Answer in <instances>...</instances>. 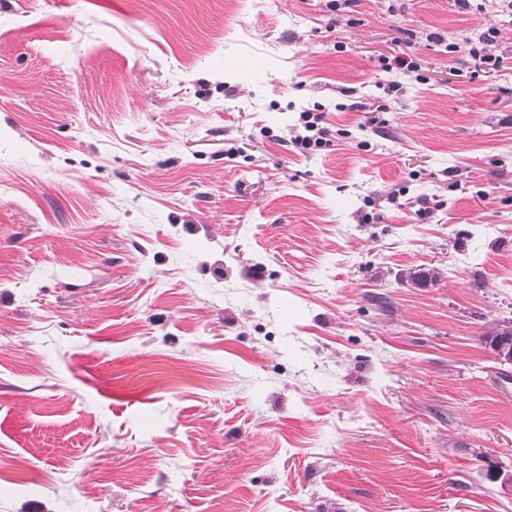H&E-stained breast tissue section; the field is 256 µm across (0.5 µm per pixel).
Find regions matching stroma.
<instances>
[{"label":"stroma","mask_w":512,"mask_h":512,"mask_svg":"<svg viewBox=\"0 0 512 512\" xmlns=\"http://www.w3.org/2000/svg\"><path fill=\"white\" fill-rule=\"evenodd\" d=\"M498 325L502 0H0V512H512ZM497 30L491 29L483 32L477 42L472 40L468 42L465 51L470 61L475 67V71L481 70L485 73L486 69L495 71L502 66L505 59L503 55L496 54L494 48L497 43ZM323 113L304 111L300 115L298 134L294 137L295 144L304 150H313L323 144L324 128Z\"/></svg>","instance_id":"35a3bbf8"}]
</instances>
